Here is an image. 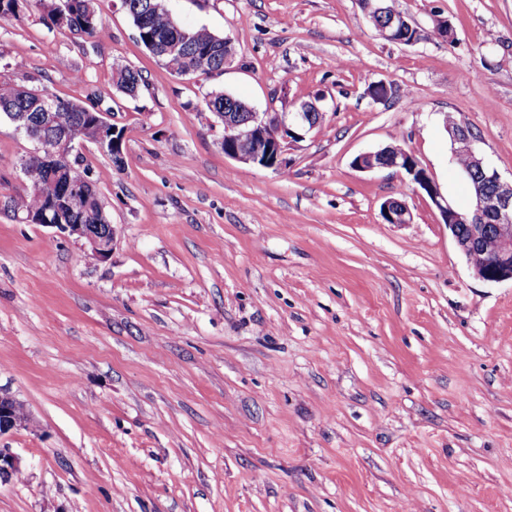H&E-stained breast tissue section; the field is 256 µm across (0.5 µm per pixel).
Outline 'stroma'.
Here are the masks:
<instances>
[{"instance_id":"stroma-1","label":"stroma","mask_w":512,"mask_h":512,"mask_svg":"<svg viewBox=\"0 0 512 512\" xmlns=\"http://www.w3.org/2000/svg\"><path fill=\"white\" fill-rule=\"evenodd\" d=\"M230 38L223 75L180 77L121 0L102 37L0 21V79L88 102L113 70L121 165L81 156L114 229L108 260L7 209L32 148L0 117V389L29 428L0 512H512V282L474 276L406 173L359 172L399 142L470 203L444 129L456 114L512 179V0H394L453 41L382 39L359 0H166ZM394 97L372 102L370 83ZM255 111L318 99L282 170L224 155L198 114L214 85ZM413 220L390 224L382 205ZM142 82V75L138 70L125 66L114 79L113 84L118 91L131 97L134 91L139 92Z\"/></svg>"}]
</instances>
